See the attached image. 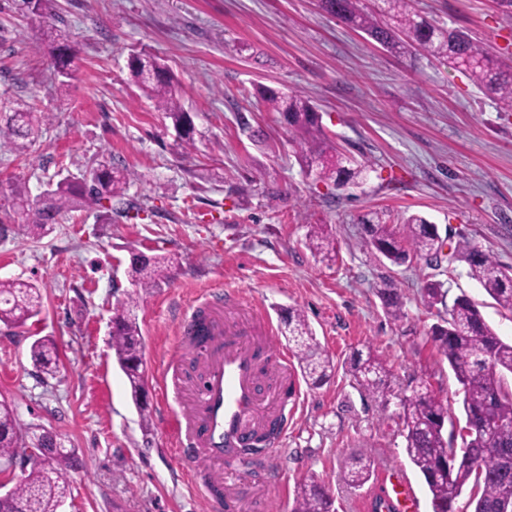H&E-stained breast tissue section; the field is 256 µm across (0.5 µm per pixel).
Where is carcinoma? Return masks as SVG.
<instances>
[{"label": "carcinoma", "instance_id": "obj_1", "mask_svg": "<svg viewBox=\"0 0 512 512\" xmlns=\"http://www.w3.org/2000/svg\"><path fill=\"white\" fill-rule=\"evenodd\" d=\"M383 8L374 13L359 7V0H319L320 9L350 27L363 32L384 48L399 52L406 46L416 47L428 55L471 78L486 93L496 97L506 109H512V68L501 67L493 55L474 42L468 34L431 22L412 11V0H382ZM56 0H21L20 9L35 11L43 18H54ZM60 73L71 66L74 47L71 41L57 44ZM131 80L154 101L157 110L166 113L185 143L192 141L193 127L176 97L173 77L148 54H138L127 64ZM268 110L281 113L292 127L310 132L319 126V115L311 101L296 93L264 91ZM36 116L29 106L20 104L6 118L0 117V140L16 151L27 148L33 134ZM308 170L321 181H332L338 187L355 181L363 167L348 168L339 153L325 150L307 159ZM126 181L109 161L100 162L85 179L63 178L48 184L35 199L18 193L15 204H27V212L35 220L25 225L35 236L46 234L57 223V217L77 205H87L99 213L106 223L112 215L131 209L125 202ZM432 224L411 215L405 223L367 224L362 248L376 259L384 258L392 265L423 261L429 266L441 263L442 242L431 231ZM312 249L326 260L336 258V246L320 230L309 235ZM451 261L467 264L468 276L475 280L502 309L512 312V272L503 269L489 253L467 241L458 243ZM128 276L132 284L148 290L168 278L165 261L150 260L142 255L132 258ZM385 312L394 321L405 317L403 301L393 280L385 279L378 288ZM446 291L439 281H429L421 291L424 306L437 312L438 322L431 328V339L440 354L448 360L463 393L465 425L461 430L462 446L456 448L443 436L448 407L428 389H413L399 398V417L403 423L405 451L423 478L431 496L433 512H456L455 504L469 493L466 507L472 512H512V342L503 341L486 323L477 306L466 296H458L446 307ZM0 323L23 325L40 313L41 294L35 285L20 281H0ZM281 333L292 346L302 377L314 384L323 382L331 370V360L322 349L302 311L290 309L283 317ZM112 349L125 373L131 395L147 418L141 405L145 376L141 370L142 342L140 328L130 310L117 311L112 318ZM33 364L39 371L52 375L57 369L56 347L49 338L36 339L30 349ZM348 372L366 395L381 404L387 403L384 362L369 353H354ZM44 440L42 431L21 426L13 409L0 401V465L14 464L20 438ZM49 464L32 467L9 496L0 498V512H57L70 494V472L77 468L75 449L62 443L48 448ZM346 478L354 487L364 486L374 467L371 457L359 453L345 461ZM292 512H335L329 489L318 484H302L297 488Z\"/></svg>", "mask_w": 512, "mask_h": 512}]
</instances>
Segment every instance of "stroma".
Segmentation results:
<instances>
[{
  "instance_id": "35a3bbf8",
  "label": "stroma",
  "mask_w": 512,
  "mask_h": 512,
  "mask_svg": "<svg viewBox=\"0 0 512 512\" xmlns=\"http://www.w3.org/2000/svg\"><path fill=\"white\" fill-rule=\"evenodd\" d=\"M430 20L466 31L512 66V19L495 0H413ZM57 20L0 0V101H28L43 113L26 153L0 146V280L34 283L40 314L0 324V400L19 422L56 432L81 467L59 512H211L189 479L193 461L176 455L171 420L185 413L160 376L195 370L178 336L182 314L199 298L254 304L280 322L300 309L333 369L321 384L302 382L300 406L276 465L258 474L265 512H289L300 483L335 498L336 512H364L372 488L405 476L431 512L423 479L405 453L403 425L362 393L345 364L354 352L386 361L389 399L427 385L448 406L445 439L464 424L462 396L420 302L426 281L469 296L503 341L512 312L467 275L465 263H378L360 243L367 222L402 224L412 214L512 269V112L447 63L423 52L384 50L317 0H57ZM68 29L76 51L66 90L50 52L51 28ZM145 51L174 78L194 125L182 147L171 119L129 81L127 60ZM298 91L320 115V129H289L267 111L260 91ZM332 144L365 163L338 188L306 172L311 151ZM127 180L138 218L102 223L82 206L62 213L43 237L25 234L14 193L37 195L54 175L81 176L100 160ZM326 225L337 257L306 246ZM174 263L156 288H134V254ZM394 281L406 316L387 317L377 288ZM140 327L150 419L142 421L112 349V316L127 299ZM51 338L58 371L38 372L32 342ZM374 461L367 486H351L345 461Z\"/></svg>"
}]
</instances>
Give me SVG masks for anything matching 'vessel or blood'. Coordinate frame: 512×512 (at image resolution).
<instances>
[{"label": "vessel or blood", "instance_id": "b4317fda", "mask_svg": "<svg viewBox=\"0 0 512 512\" xmlns=\"http://www.w3.org/2000/svg\"><path fill=\"white\" fill-rule=\"evenodd\" d=\"M207 337L193 349L205 374L195 391L199 423L175 418V446L183 458L197 462L194 477L219 512H234L235 499L210 467L237 468L251 449L269 454L288 434V403L282 387L296 384L287 354H274L269 339L225 327L214 299H207Z\"/></svg>", "mask_w": 512, "mask_h": 512}]
</instances>
